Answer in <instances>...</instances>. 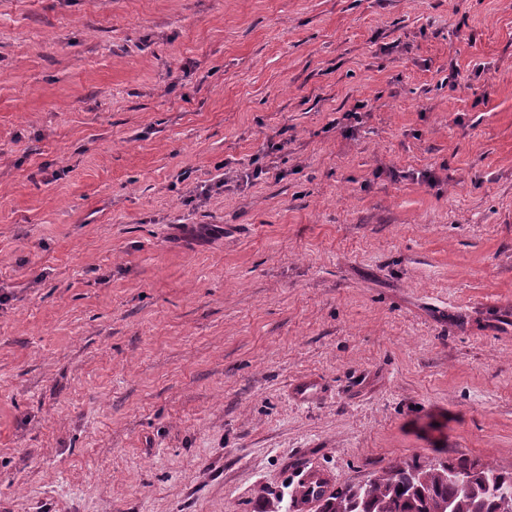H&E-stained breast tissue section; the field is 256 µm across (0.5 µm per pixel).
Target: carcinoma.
<instances>
[{"label":"carcinoma","mask_w":512,"mask_h":512,"mask_svg":"<svg viewBox=\"0 0 512 512\" xmlns=\"http://www.w3.org/2000/svg\"><path fill=\"white\" fill-rule=\"evenodd\" d=\"M317 512H512V470L465 455L394 462L320 498Z\"/></svg>","instance_id":"1"}]
</instances>
